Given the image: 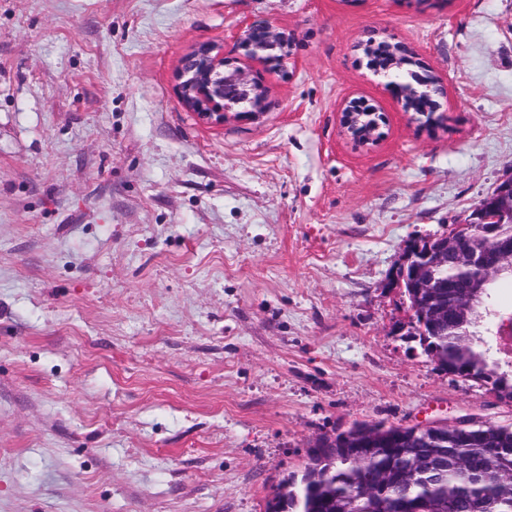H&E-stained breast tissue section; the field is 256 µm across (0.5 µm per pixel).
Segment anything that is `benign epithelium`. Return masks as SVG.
Here are the masks:
<instances>
[{"label": "benign epithelium", "instance_id": "benign-epithelium-1", "mask_svg": "<svg viewBox=\"0 0 512 512\" xmlns=\"http://www.w3.org/2000/svg\"><path fill=\"white\" fill-rule=\"evenodd\" d=\"M295 34L279 30L269 23L243 24L237 32V48L242 51L250 63L274 64L285 67L291 55ZM177 89L184 107L195 113L201 120L220 124L224 122V113L238 105V100H250L246 113L259 114L264 110L265 91L255 81L248 78L246 72L229 67L224 59V51L215 44H206L191 50L181 61L177 71ZM361 110L356 103L348 105L340 117L343 130L360 143L368 144L379 138V124L365 133L357 128L355 113ZM468 222L480 231V244L462 245L454 235L445 233L436 236L440 248H423V242H415L407 247L402 261L397 267L396 283L409 277L434 293L446 284L429 278L426 271L435 266H444L453 261L459 265L479 267L481 275L459 284L458 310L463 315L473 314L478 309L483 288L490 280L505 272L512 271V237L500 232L499 225L512 223V175L500 182L495 192L481 199L474 206ZM421 318L422 321H441L445 317V308L436 306L428 309L414 301L408 309V320ZM474 424L468 417L452 420L433 419L415 425L420 430L446 436ZM377 431L365 430L344 441V446L352 449L351 459L360 460L362 454L381 444Z\"/></svg>", "mask_w": 512, "mask_h": 512}]
</instances>
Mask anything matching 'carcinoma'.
<instances>
[{"label": "carcinoma", "mask_w": 512, "mask_h": 512, "mask_svg": "<svg viewBox=\"0 0 512 512\" xmlns=\"http://www.w3.org/2000/svg\"><path fill=\"white\" fill-rule=\"evenodd\" d=\"M438 275L453 280L475 278L473 268H443ZM485 314L465 320L454 316L420 337L425 353L450 374L492 385L498 395L512 400V363L508 368L496 362L485 335L495 324L493 287L486 289ZM500 448L498 469L512 473V425L471 427L458 436L453 450L467 463L463 471L446 467L421 470L418 464L434 459L440 446L420 433L397 448H383L362 463L347 460L345 451L335 447L330 453L311 460L302 483L278 492L269 512H340L352 506L354 512H411L414 505L422 512H512V481L500 482L488 475L487 449ZM407 476L406 484H386V491H368L369 480L382 475Z\"/></svg>", "instance_id": "cac0c4a2"}]
</instances>
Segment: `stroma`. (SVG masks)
<instances>
[{
	"label": "stroma",
	"mask_w": 512,
	"mask_h": 512,
	"mask_svg": "<svg viewBox=\"0 0 512 512\" xmlns=\"http://www.w3.org/2000/svg\"><path fill=\"white\" fill-rule=\"evenodd\" d=\"M297 35L267 110L203 123L176 69ZM443 81L416 129L368 37ZM376 108L383 140L345 136ZM512 175V0H0V512H267L321 435L512 402L449 375L387 288ZM237 48L247 62L286 67L290 60L295 33L276 29L269 23L242 24L237 32ZM280 49L274 57L270 50ZM388 87L392 91L397 102L400 104L402 111L409 115L411 123H419L422 126H431L437 122L438 119L434 116L435 104L432 102L433 99L430 101V106L425 112H413L410 108H405L403 105L404 91L402 88L396 82L389 83ZM431 108L432 112H428ZM362 108L356 103H350L343 112L340 117V124L343 130L350 135L353 139L360 143L368 144L370 142L376 141L379 138V124L376 119L373 121V117L370 116H362L360 117V124L366 125L370 124L373 121V127L370 129L368 133L359 131L357 128V123H355V113L356 111H360Z\"/></svg>",
	"instance_id": "1"
}]
</instances>
